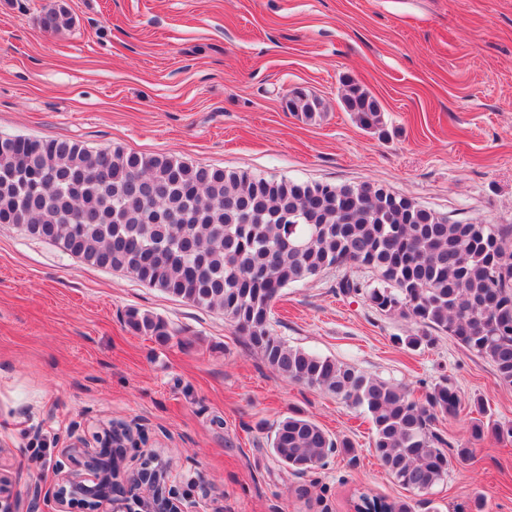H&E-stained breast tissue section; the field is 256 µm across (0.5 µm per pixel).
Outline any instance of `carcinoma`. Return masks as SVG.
Returning <instances> with one entry per match:
<instances>
[{"mask_svg":"<svg viewBox=\"0 0 512 512\" xmlns=\"http://www.w3.org/2000/svg\"><path fill=\"white\" fill-rule=\"evenodd\" d=\"M71 24L60 7L41 18L57 32ZM347 111L383 132L372 94L349 83ZM319 99L299 90L288 110L307 121ZM0 226L53 242L83 262L126 273L143 285L218 311L245 346L276 373L336 395L372 423L374 454L403 488L423 492L448 473L451 448L438 417L458 416L461 399L444 380L415 398L400 383L288 345L275 334L272 308L282 290L342 266L371 269L376 281L344 275L337 287L421 332L397 336L415 349L445 334L493 365L512 384V225L452 220L381 186L265 178L193 165L166 155L89 150L69 140L0 137ZM137 334L170 339L162 318L131 309ZM276 459L299 474L325 467L354 446L291 412L270 442ZM355 512H412L406 500L356 491Z\"/></svg>","mask_w":512,"mask_h":512,"instance_id":"1","label":"carcinoma"}]
</instances>
